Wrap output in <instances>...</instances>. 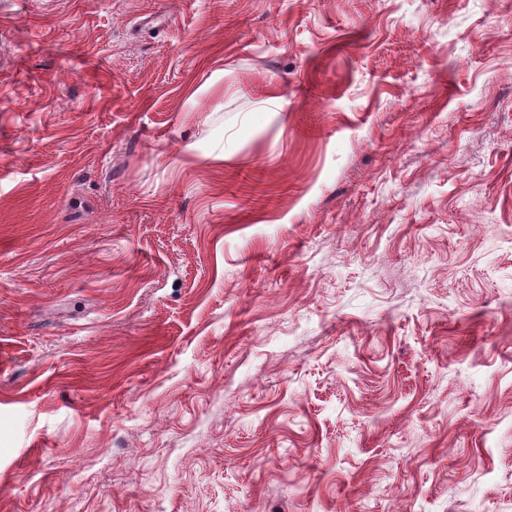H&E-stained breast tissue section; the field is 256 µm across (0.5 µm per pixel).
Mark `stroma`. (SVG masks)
<instances>
[{
  "mask_svg": "<svg viewBox=\"0 0 512 512\" xmlns=\"http://www.w3.org/2000/svg\"><path fill=\"white\" fill-rule=\"evenodd\" d=\"M0 512H512V0H0Z\"/></svg>",
  "mask_w": 512,
  "mask_h": 512,
  "instance_id": "obj_1",
  "label": "stroma"
}]
</instances>
